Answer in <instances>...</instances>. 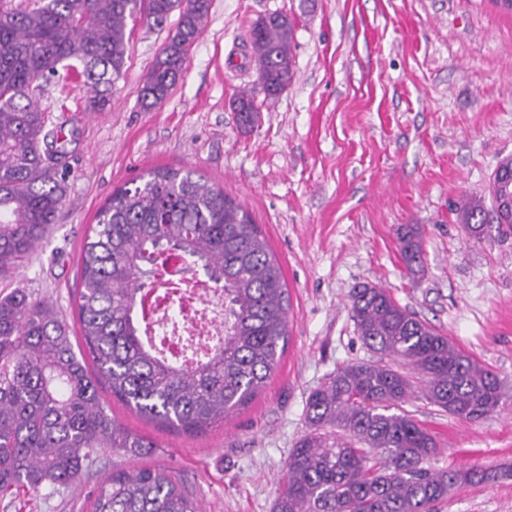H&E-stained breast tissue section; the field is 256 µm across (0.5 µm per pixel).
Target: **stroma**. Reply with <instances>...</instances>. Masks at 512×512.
Returning a JSON list of instances; mask_svg holds the SVG:
<instances>
[{
    "mask_svg": "<svg viewBox=\"0 0 512 512\" xmlns=\"http://www.w3.org/2000/svg\"><path fill=\"white\" fill-rule=\"evenodd\" d=\"M270 13L296 19L294 78L275 97L257 81L249 40ZM177 20L136 25L103 111H87L74 72L35 90L47 129L65 135L66 195L56 224L0 276V297L23 289L78 332L80 250L112 191L159 168L189 169L251 213L280 261L286 352L247 408L199 436L162 428L100 387L112 416L155 449H97L76 481L0 496V512H88L116 464L171 470L204 512H271L308 430L309 394L370 356L351 315V293L365 285L387 289L503 383L501 412L476 422L421 397L407 403L440 444L430 467L512 466V228L477 242L455 215L512 156V13L492 0H212L170 95L143 110L140 91ZM244 93L259 108L248 129L232 109ZM403 224L423 232L413 276L397 248ZM439 512H512V478L454 489Z\"/></svg>",
    "mask_w": 512,
    "mask_h": 512,
    "instance_id": "stroma-1",
    "label": "stroma"
}]
</instances>
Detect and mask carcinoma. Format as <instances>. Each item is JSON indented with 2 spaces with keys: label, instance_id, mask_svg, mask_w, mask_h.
I'll return each mask as SVG.
<instances>
[{
  "label": "carcinoma",
  "instance_id": "carcinoma-1",
  "mask_svg": "<svg viewBox=\"0 0 512 512\" xmlns=\"http://www.w3.org/2000/svg\"><path fill=\"white\" fill-rule=\"evenodd\" d=\"M0 0V274L56 223L65 187L48 154H65L64 135L46 130L33 100L36 83L82 70L86 108L124 73L133 29L176 26L155 55L141 89L147 110L182 74L211 0ZM295 22L281 13L250 31L258 83L276 96L293 80ZM240 123L259 108L242 94ZM485 196L464 195L457 223L478 242L490 237ZM401 260L423 262L416 224L397 229ZM203 270L224 295V335L189 339L173 353L151 333L146 293L172 256ZM80 339L47 303L16 289L0 298V494L66 486L97 448L141 455L154 444L129 432L100 400L112 398L172 431L199 435L249 405L278 368L288 344V288L266 237L245 208L193 170L157 169L120 189L100 211L80 254ZM351 310L370 360L348 364L306 401L309 432L288 457L273 512H436L454 488L494 483L497 470H432L436 438L404 405L422 396L466 421L499 411L496 373L456 349L379 286L353 291ZM90 512H202L162 467H112L90 497Z\"/></svg>",
  "mask_w": 512,
  "mask_h": 512
}]
</instances>
